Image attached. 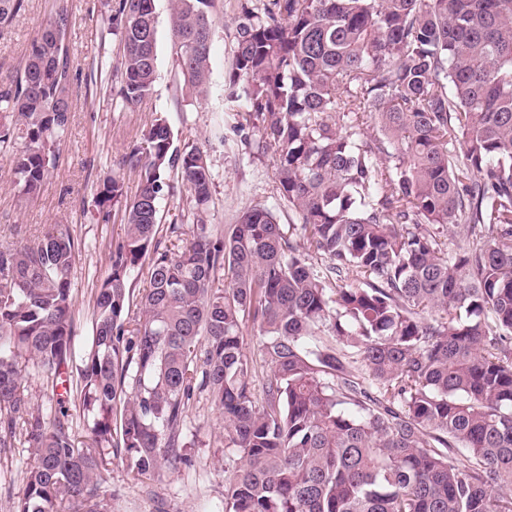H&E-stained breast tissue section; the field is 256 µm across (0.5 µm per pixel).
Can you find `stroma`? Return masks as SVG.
I'll list each match as a JSON object with an SVG mask.
<instances>
[{
    "instance_id": "35a3bbf8",
    "label": "stroma",
    "mask_w": 512,
    "mask_h": 512,
    "mask_svg": "<svg viewBox=\"0 0 512 512\" xmlns=\"http://www.w3.org/2000/svg\"><path fill=\"white\" fill-rule=\"evenodd\" d=\"M115 0H69L66 34L71 53L70 123L58 145V161L34 201H19L12 184L13 162L0 156V245L31 244L51 225H68L79 243L72 275L75 353L83 355L92 336L95 287L110 270L109 252L124 237L120 216L102 223L94 203L96 183L104 174H120L128 196L139 188L137 172L123 168L122 157L156 113H164L174 133V145L197 147L207 153L214 173L211 224L235 223L247 208L275 211L282 224L295 215L280 201L268 156L255 148L256 129L242 125V103L227 102L224 85L232 71L235 22L253 0H216L211 57L212 81L206 100L195 99L184 86L172 48L169 0H155L157 74L152 94L140 104L123 105L115 68L118 40L101 36ZM53 0H25V8L0 26V83L21 67L32 41L40 34ZM223 124V139L213 127ZM25 383L32 401L46 419L66 412L76 436L86 434L87 419L78 400L53 392L45 373L28 369ZM189 464L161 468L154 476L133 478L123 453L104 447L103 494L108 512H224V470L229 453L222 435L224 421L208 394H199L183 422ZM33 463L29 448L15 441L0 454V512H12Z\"/></svg>"
}]
</instances>
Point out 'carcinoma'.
<instances>
[{"instance_id":"obj_1","label":"carcinoma","mask_w":512,"mask_h":512,"mask_svg":"<svg viewBox=\"0 0 512 512\" xmlns=\"http://www.w3.org/2000/svg\"><path fill=\"white\" fill-rule=\"evenodd\" d=\"M170 2L183 84L205 97L214 0ZM53 7L0 85V155L26 200L70 119L68 0ZM23 8L0 0V25ZM109 33L120 97L136 105L156 78L154 0H117ZM232 55L226 99L247 103L297 223L260 206L224 230L207 223V156L175 150L154 119L123 157L138 193L117 175L96 185L125 236L78 364L69 228L0 247V449L20 427L34 458L13 512H107L100 448L113 425L135 477L174 468L203 391L238 456L224 512H512V0H263L238 17ZM175 181L189 213L164 225ZM29 363L77 373L89 445L35 408Z\"/></svg>"}]
</instances>
